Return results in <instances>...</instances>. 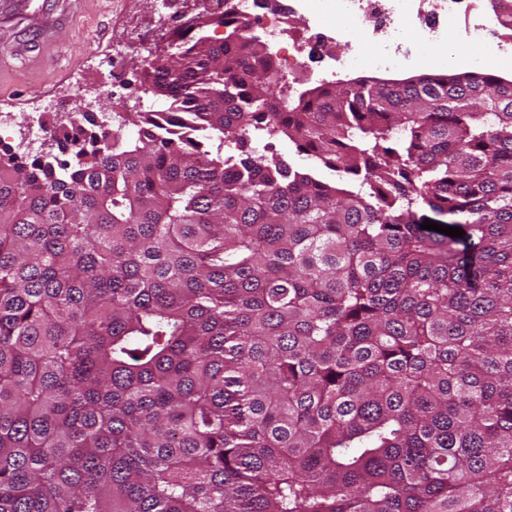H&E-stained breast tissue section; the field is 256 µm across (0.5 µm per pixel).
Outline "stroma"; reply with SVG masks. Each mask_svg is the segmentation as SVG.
Returning <instances> with one entry per match:
<instances>
[{
    "mask_svg": "<svg viewBox=\"0 0 512 512\" xmlns=\"http://www.w3.org/2000/svg\"><path fill=\"white\" fill-rule=\"evenodd\" d=\"M206 0H82L53 40L33 35L13 0H0V140L27 152L28 117L42 100L60 111L139 112L152 104L140 85L143 59Z\"/></svg>",
    "mask_w": 512,
    "mask_h": 512,
    "instance_id": "1",
    "label": "stroma"
}]
</instances>
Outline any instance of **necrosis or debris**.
I'll return each mask as SVG.
<instances>
[{
  "instance_id": "necrosis-or-debris-1",
  "label": "necrosis or debris",
  "mask_w": 512,
  "mask_h": 512,
  "mask_svg": "<svg viewBox=\"0 0 512 512\" xmlns=\"http://www.w3.org/2000/svg\"><path fill=\"white\" fill-rule=\"evenodd\" d=\"M422 20L414 30L419 43H434L453 38V53L467 51L471 39L482 38L494 48L497 56L512 57V23L491 17L477 6V0H287L283 12L272 29L278 37L288 38L295 50L306 45L329 51L330 65L322 70L323 84L339 82L349 61L346 48L354 43L367 47L369 66L391 69L409 59L411 51L403 40L406 21ZM332 17L336 26L329 27L325 18ZM305 19L303 30H296V19Z\"/></svg>"
}]
</instances>
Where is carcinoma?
Here are the masks:
<instances>
[{
    "label": "carcinoma",
    "mask_w": 512,
    "mask_h": 512,
    "mask_svg": "<svg viewBox=\"0 0 512 512\" xmlns=\"http://www.w3.org/2000/svg\"><path fill=\"white\" fill-rule=\"evenodd\" d=\"M215 24L166 109L0 141V512H512V79L292 86Z\"/></svg>",
    "instance_id": "carcinoma-1"
}]
</instances>
